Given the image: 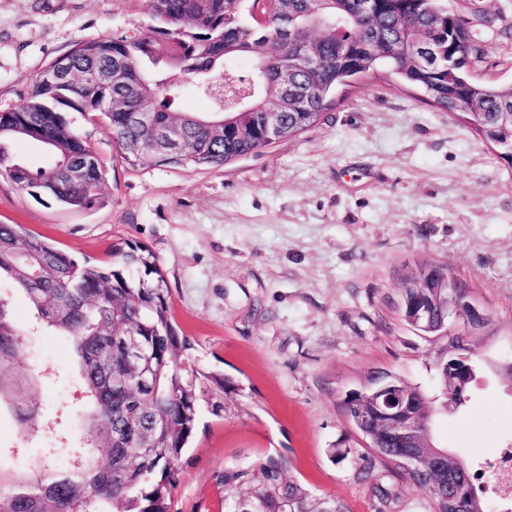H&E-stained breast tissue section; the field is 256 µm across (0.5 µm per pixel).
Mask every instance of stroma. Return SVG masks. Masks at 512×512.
<instances>
[{
    "label": "stroma",
    "mask_w": 512,
    "mask_h": 512,
    "mask_svg": "<svg viewBox=\"0 0 512 512\" xmlns=\"http://www.w3.org/2000/svg\"><path fill=\"white\" fill-rule=\"evenodd\" d=\"M482 52L472 75L512 82V0H448ZM148 0H0V111L22 105L35 75L76 41L139 29ZM320 125L219 168L122 160L107 124L69 113L104 167V202L75 212L0 177V224H19L77 260L106 264L124 240L147 246L172 314L204 363L240 386L232 414L204 415L172 512H215L224 468L283 452L287 477L349 512H430V494L384 466L360 474L365 449L341 402L374 370L432 388L428 339L401 319L403 281L445 264L494 314L475 339L482 386L435 435L477 464L512 444V170L463 123L388 69L338 88ZM0 297L23 329L15 373L39 382L40 427L20 433L0 408V478L32 470L45 449L63 466L88 437L70 339L29 332L22 291ZM58 424L45 433L44 422ZM392 490L381 500L379 488Z\"/></svg>",
    "instance_id": "1"
}]
</instances>
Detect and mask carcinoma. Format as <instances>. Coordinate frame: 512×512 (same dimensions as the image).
I'll return each mask as SVG.
<instances>
[{
	"label": "carcinoma",
	"instance_id": "obj_1",
	"mask_svg": "<svg viewBox=\"0 0 512 512\" xmlns=\"http://www.w3.org/2000/svg\"><path fill=\"white\" fill-rule=\"evenodd\" d=\"M367 16L362 0H275L267 21L249 24L237 0H150L142 30L76 42L42 69L21 106L0 112V177L32 195H44L71 210L102 202L100 160L64 116L72 110L97 113L100 106L121 158L134 168L146 162L177 166L168 159L158 132L178 127L183 152L218 168L270 145L260 113L281 93L280 76L290 71L288 137L318 125L339 86L369 77L387 65L419 88L431 106L469 124L512 168V83L493 85L471 76L472 35L467 21L446 0H374ZM316 53L320 66L302 65L299 52ZM254 55L242 74L224 63ZM116 70L112 85L98 76ZM194 82L213 110L183 111L184 86ZM247 96L252 112L241 114ZM139 112L150 123L134 120ZM19 138L40 142L53 161L33 168L14 157ZM40 269L37 278L31 268ZM21 290L34 323L70 337L77 381L85 398L93 443L107 449L105 465L75 456L61 473L48 454L27 475L0 487V512H171L181 462L201 415L232 414L227 397L239 389L223 371L195 355V343L176 325L170 294L155 254L126 241L112 248V264L79 262L52 243L0 224V280ZM401 315L433 338L437 388L411 385L381 371L348 392L344 416L367 443L369 455L354 461L362 472L381 462L407 483L431 495V512H486L476 492L475 473L453 461L443 474L428 467L408 471L381 432V414L370 394L391 386L414 403L444 415L463 407L481 376L482 362L460 338H448V314L434 311L430 327L414 326V309L431 302V289L412 276L401 288ZM22 331L0 299V404L11 406L20 430L32 429L37 402L18 400L19 384L4 374L18 363ZM288 458L268 455L254 464L224 468V512H348L343 503L314 498L285 476ZM89 487L96 494L86 497Z\"/></svg>",
	"mask_w": 512,
	"mask_h": 512
}]
</instances>
